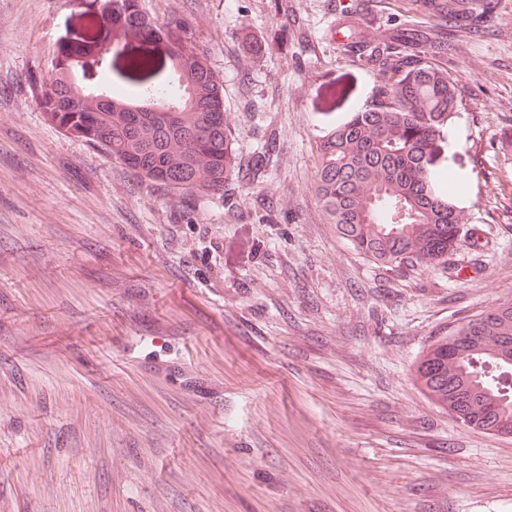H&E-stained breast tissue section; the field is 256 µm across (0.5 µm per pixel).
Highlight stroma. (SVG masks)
<instances>
[{
    "label": "stroma",
    "instance_id": "1",
    "mask_svg": "<svg viewBox=\"0 0 512 512\" xmlns=\"http://www.w3.org/2000/svg\"><path fill=\"white\" fill-rule=\"evenodd\" d=\"M436 63L463 104L465 228L389 271L327 223L322 135L377 93L353 33L440 22L420 0H143L224 81L240 207H193L55 128L34 97L106 0H0V512H512V434L414 382L426 348L512 299V0ZM261 182L246 171L269 132ZM278 203L280 223L253 212Z\"/></svg>",
    "mask_w": 512,
    "mask_h": 512
}]
</instances>
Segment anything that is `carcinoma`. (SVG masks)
Instances as JSON below:
<instances>
[{
  "label": "carcinoma",
  "instance_id": "carcinoma-1",
  "mask_svg": "<svg viewBox=\"0 0 512 512\" xmlns=\"http://www.w3.org/2000/svg\"><path fill=\"white\" fill-rule=\"evenodd\" d=\"M442 24L473 15L474 0H434ZM382 80L376 97L319 143L316 193L326 220L358 253L387 269L440 264L457 248L463 217L444 165L448 120L462 106L454 81L412 32L362 41ZM47 120L98 147L139 180L188 206L238 172L224 127V81L186 44L181 23L161 24L140 0H112L87 18L36 82ZM270 132L248 177H264ZM512 300L455 325L418 359V387L462 425L512 434Z\"/></svg>",
  "mask_w": 512,
  "mask_h": 512
}]
</instances>
